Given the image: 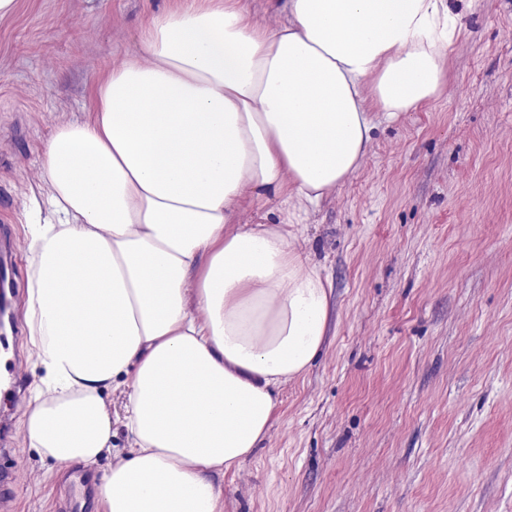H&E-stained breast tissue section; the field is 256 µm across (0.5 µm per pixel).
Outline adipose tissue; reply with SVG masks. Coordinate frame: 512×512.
I'll return each instance as SVG.
<instances>
[{
	"label": "adipose tissue",
	"mask_w": 512,
	"mask_h": 512,
	"mask_svg": "<svg viewBox=\"0 0 512 512\" xmlns=\"http://www.w3.org/2000/svg\"><path fill=\"white\" fill-rule=\"evenodd\" d=\"M447 0H179L44 148L25 321L43 371L23 421L63 465L130 446L98 512H224L219 476L266 441L281 387L319 354L331 287L290 241L362 163L372 110L443 85ZM279 197L276 224L246 207ZM49 219H41V211Z\"/></svg>",
	"instance_id": "1"
}]
</instances>
